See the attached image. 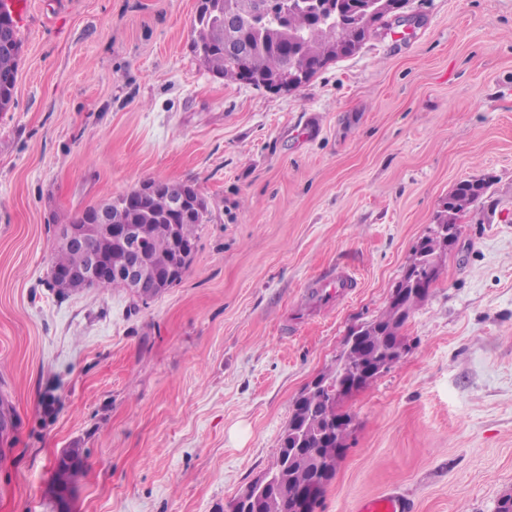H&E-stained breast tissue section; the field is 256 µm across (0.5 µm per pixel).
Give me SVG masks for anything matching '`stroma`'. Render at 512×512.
I'll list each match as a JSON object with an SVG mask.
<instances>
[{"label": "stroma", "mask_w": 512, "mask_h": 512, "mask_svg": "<svg viewBox=\"0 0 512 512\" xmlns=\"http://www.w3.org/2000/svg\"><path fill=\"white\" fill-rule=\"evenodd\" d=\"M197 0H27L0 112V512H230L272 468L294 400L379 317L463 179L461 219L402 359L343 402L317 512L397 487L413 512L512 493V0H408L354 55L276 93L225 83ZM208 205L191 266L149 299L48 288L55 229L144 182ZM356 271L340 305L310 286ZM492 186V178L482 177L476 179H463L459 181L442 203L437 217V224H443L459 235L457 221L476 202L488 195ZM69 450H72L75 452L76 458L81 460V463L79 464V466H71V465H67V464H72V463L76 462V459H73V458H70V457L64 456V455L59 456L57 458V464H59V465L56 467V470H55L56 477H55L54 492L56 490H65L68 488L70 490V493H72L74 483H75L76 479L78 478V476L81 474V471L83 468V458L81 456V451L78 448H70ZM63 461H65L67 464L60 465V464H62ZM70 493H67L62 496L63 499H62V503H61V505H62L61 510L64 512L67 510L69 511V508L67 509L66 504L69 501Z\"/></svg>", "instance_id": "stroma-1"}]
</instances>
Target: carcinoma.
Segmentation results:
<instances>
[{
    "label": "carcinoma",
    "mask_w": 512,
    "mask_h": 512,
    "mask_svg": "<svg viewBox=\"0 0 512 512\" xmlns=\"http://www.w3.org/2000/svg\"><path fill=\"white\" fill-rule=\"evenodd\" d=\"M276 10L250 14L245 0H199L193 20L194 46L205 66L228 82H242V70L255 78V86L289 73L297 87L312 81L328 63L358 51L370 38L372 26L356 25L351 18L364 7L363 0H341L340 14L324 15V25L315 21L311 5L314 0H274ZM10 32L17 50H0V74H17L22 42L18 27ZM492 178L459 181L442 203L437 223L459 233L457 221L476 202L488 195ZM196 190L188 183L161 182V189L143 211L118 204L116 200L100 203L107 209L110 224H139L146 238L150 269L174 267L182 274L192 257L177 253L172 245L177 238L195 244L197 229L206 221L207 210L185 220H173L168 211L171 193ZM98 251L112 260V269L124 265L123 247L108 239L95 241ZM448 242L438 234L422 238L403 278L395 285L399 299L389 302L384 314L350 331L333 367L322 373L321 381L329 384L300 394L293 403L288 427L280 440L275 466L265 474L271 483L257 497L236 501L233 512H302V503L317 482L328 486L344 450L351 416L342 410V402L331 400L336 381L347 385L348 393L367 388L378 370L389 361L399 359L402 340L400 330L414 308L428 297L416 289L437 277L439 258ZM83 251L57 240L48 287L65 296L83 289L79 282L60 283L57 270L75 271L85 264ZM82 466L56 467L54 489H73Z\"/></svg>",
    "instance_id": "1"
}]
</instances>
